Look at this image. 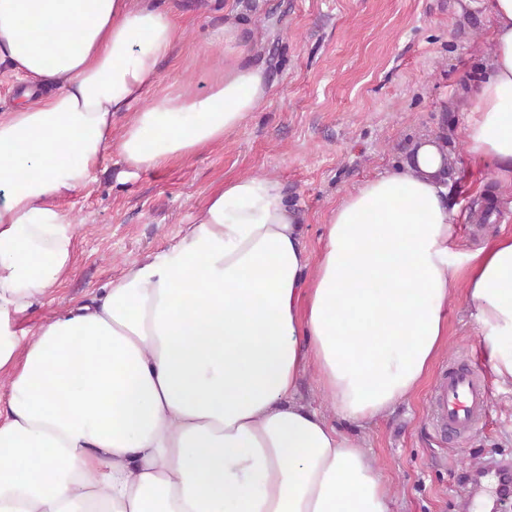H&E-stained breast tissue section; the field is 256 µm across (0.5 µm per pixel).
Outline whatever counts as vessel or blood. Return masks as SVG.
<instances>
[{
  "instance_id": "obj_1",
  "label": "vessel or blood",
  "mask_w": 512,
  "mask_h": 512,
  "mask_svg": "<svg viewBox=\"0 0 512 512\" xmlns=\"http://www.w3.org/2000/svg\"><path fill=\"white\" fill-rule=\"evenodd\" d=\"M488 404L481 376L465 365L443 371L430 397V414L441 435L459 438L472 434Z\"/></svg>"
}]
</instances>
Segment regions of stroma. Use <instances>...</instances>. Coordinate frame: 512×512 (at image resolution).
Returning a JSON list of instances; mask_svg holds the SVG:
<instances>
[{
    "instance_id": "35a3bbf8",
    "label": "stroma",
    "mask_w": 512,
    "mask_h": 512,
    "mask_svg": "<svg viewBox=\"0 0 512 512\" xmlns=\"http://www.w3.org/2000/svg\"><path fill=\"white\" fill-rule=\"evenodd\" d=\"M185 39L160 66L163 83L202 88L194 72L217 65L214 32L233 12L245 22L272 83L269 101L224 143L196 159L119 180L106 158L97 180L67 206L76 224V270L53 300L35 305L21 325L34 327L119 277L126 261L175 243L198 206L224 180L278 179L297 206L310 252L321 247L332 208L366 180L411 156L426 136L448 141L454 171L448 198L460 215L479 197L493 168L467 153L468 96L491 52L490 20L461 11V0H171ZM497 218L485 230L461 223L462 247L512 233V188L497 194ZM448 346L412 398L358 427L341 423L369 448L393 489L392 512H471L472 470L512 465V385L500 386L481 356L474 319L460 298L447 306ZM484 378L488 406L476 432L449 445L428 416L429 397L450 360Z\"/></svg>"
}]
</instances>
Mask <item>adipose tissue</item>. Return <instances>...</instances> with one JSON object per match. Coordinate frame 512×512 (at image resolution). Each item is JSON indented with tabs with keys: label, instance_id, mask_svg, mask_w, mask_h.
Wrapping results in <instances>:
<instances>
[{
	"label": "adipose tissue",
	"instance_id": "1",
	"mask_svg": "<svg viewBox=\"0 0 512 512\" xmlns=\"http://www.w3.org/2000/svg\"><path fill=\"white\" fill-rule=\"evenodd\" d=\"M463 5L493 21L467 152L505 187L512 0ZM245 29L227 16L224 63L189 93L158 86L183 39L158 0H0V64L25 86L0 111V512H390L391 484L337 423H373L417 393L456 296L496 382L512 384V234L459 246L431 137L330 211L318 253L277 179L237 176L177 243L20 328L73 274L65 202L106 156L129 175L186 163L268 102ZM307 374L330 413L298 398Z\"/></svg>",
	"mask_w": 512,
	"mask_h": 512
}]
</instances>
